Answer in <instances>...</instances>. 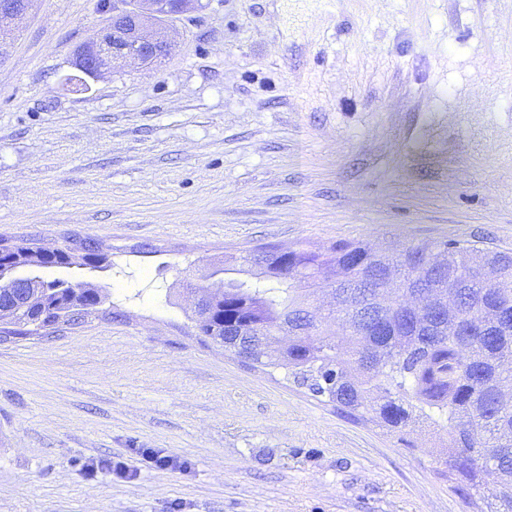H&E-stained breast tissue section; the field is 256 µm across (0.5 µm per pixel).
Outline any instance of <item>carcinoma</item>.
<instances>
[{
	"instance_id": "carcinoma-1",
	"label": "carcinoma",
	"mask_w": 512,
	"mask_h": 512,
	"mask_svg": "<svg viewBox=\"0 0 512 512\" xmlns=\"http://www.w3.org/2000/svg\"><path fill=\"white\" fill-rule=\"evenodd\" d=\"M79 245L88 265L107 263L100 241ZM16 269L67 267L48 260L35 244L19 249ZM323 275L336 309L316 317L298 292ZM458 299L460 335L450 336L439 316L406 301L418 290ZM99 290L55 279L14 316L23 335L32 318L54 326L79 305L97 303ZM208 338L255 367L280 368L306 382L350 414H369L390 433L419 423H444V465L472 500L488 499L484 512H512V255L457 241L394 242L378 256L358 242L339 240L324 249L288 248V267L275 278L228 280L227 299L214 306ZM297 333L283 346L278 330ZM250 329L259 337L239 335Z\"/></svg>"
}]
</instances>
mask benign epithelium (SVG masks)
Returning <instances> with one entry per match:
<instances>
[{
	"label": "benign epithelium",
	"instance_id": "1",
	"mask_svg": "<svg viewBox=\"0 0 512 512\" xmlns=\"http://www.w3.org/2000/svg\"><path fill=\"white\" fill-rule=\"evenodd\" d=\"M34 0H0V22L21 18L28 14ZM200 0H112V18L108 26L80 45L73 61L77 74L73 80L86 84L112 70V66L128 60L142 65L160 62L171 50L162 20L193 10ZM216 280L215 288L201 291L194 309L195 324L206 320L212 312L216 295L224 294L228 278L219 273L210 274ZM40 279L35 276H12L7 288L10 302L0 305V331L8 330L4 320L13 319L31 301L32 289Z\"/></svg>",
	"mask_w": 512,
	"mask_h": 512
}]
</instances>
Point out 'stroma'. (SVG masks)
I'll list each match as a JSON object with an SVG mask.
<instances>
[{
  "mask_svg": "<svg viewBox=\"0 0 512 512\" xmlns=\"http://www.w3.org/2000/svg\"><path fill=\"white\" fill-rule=\"evenodd\" d=\"M109 19L37 0L0 54V238L110 260L40 269L105 298L0 341V512H472L444 433L245 365L193 290L261 244L512 253V0H202L160 65L66 84Z\"/></svg>",
  "mask_w": 512,
  "mask_h": 512,
  "instance_id": "35a3bbf8",
  "label": "stroma"
}]
</instances>
